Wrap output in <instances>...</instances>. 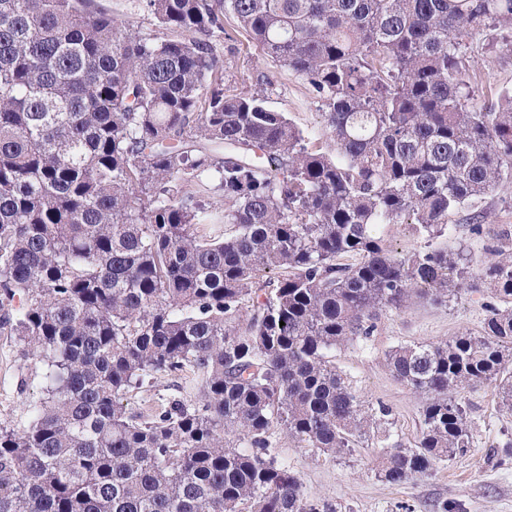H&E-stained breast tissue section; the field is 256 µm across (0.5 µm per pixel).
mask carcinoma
Wrapping results in <instances>:
<instances>
[{
  "mask_svg": "<svg viewBox=\"0 0 512 512\" xmlns=\"http://www.w3.org/2000/svg\"><path fill=\"white\" fill-rule=\"evenodd\" d=\"M147 7L154 34L95 0H0V334L43 379L27 426L0 423V512H335L271 431L333 457L386 434L391 409L331 352L463 287L489 292L480 335L387 354L425 403L378 475L466 456L463 392L491 383L512 413V232L473 274L446 248L396 255L374 226L440 237L512 182V89L477 106L467 81L512 0ZM228 17L316 93L329 152L264 89L224 88L204 37ZM164 375L189 392L123 403Z\"/></svg>",
  "mask_w": 512,
  "mask_h": 512,
  "instance_id": "obj_1",
  "label": "carcinoma"
}]
</instances>
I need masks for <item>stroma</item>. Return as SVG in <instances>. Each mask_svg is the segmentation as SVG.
<instances>
[{
	"instance_id": "1",
	"label": "stroma",
	"mask_w": 512,
	"mask_h": 512,
	"mask_svg": "<svg viewBox=\"0 0 512 512\" xmlns=\"http://www.w3.org/2000/svg\"><path fill=\"white\" fill-rule=\"evenodd\" d=\"M212 42L224 59L225 86L247 92L263 83L268 107L286 113L309 146L327 148L324 119L304 78L248 44L232 20H225L223 31L215 33ZM476 44L479 51L471 64L470 83L480 105L512 87V51L493 43L488 33L480 35ZM474 209L485 216L479 236L470 233L464 212L453 217L448 232L434 239L416 234L408 224H380L376 233L402 254L429 246L463 251L475 272L489 257L493 235L512 229V183L489 191ZM487 299V293L467 290L443 306L412 299L383 314L369 341L334 351L336 368L356 395L391 408L390 438L384 442L368 439L354 451L331 458L274 431L270 438L273 454L300 476L309 500L332 504L336 512H512V457L501 456L504 444L512 442V414L500 410L497 390L491 384L463 396L473 434L466 457L440 462L431 476L401 484L387 483L377 474L382 456L395 446L414 445L422 426L423 399L393 375L387 353L400 345L479 334ZM40 386L39 370L24 360L15 338L0 335V422L26 425L24 404L38 395Z\"/></svg>"
}]
</instances>
